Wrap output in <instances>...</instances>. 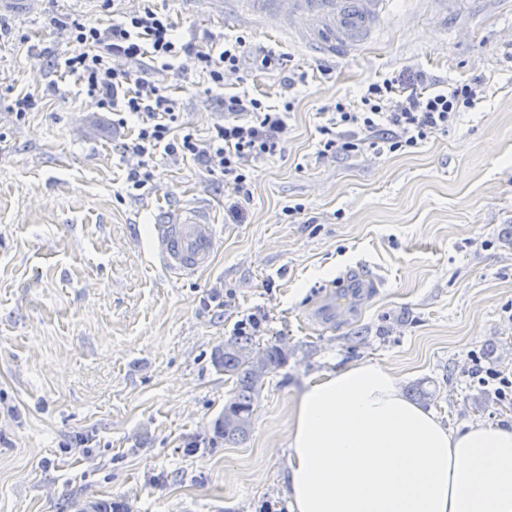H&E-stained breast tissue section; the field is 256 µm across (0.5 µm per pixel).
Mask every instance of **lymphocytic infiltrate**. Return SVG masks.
Here are the masks:
<instances>
[{"label": "lymphocytic infiltrate", "mask_w": 512, "mask_h": 512, "mask_svg": "<svg viewBox=\"0 0 512 512\" xmlns=\"http://www.w3.org/2000/svg\"><path fill=\"white\" fill-rule=\"evenodd\" d=\"M68 36L71 49L58 59V68L76 76L97 105L138 120L136 139L115 146L120 157L140 159L129 175L134 189L153 181L155 174L148 160L162 154L174 159L189 157L221 170L234 192L244 194L256 163L274 155L288 139L291 96L300 76L288 68L287 53L251 44L242 35L219 40L206 33L201 43L181 42L171 16L149 0L106 27L71 22ZM183 56L193 59L196 68L219 88L226 75L247 68L279 73L281 108H272L245 91L228 94L224 97L226 120L209 138L177 135L174 102L152 75L171 70L174 61ZM484 93L480 79L457 84L422 71L384 74L368 82L358 99L338 101L327 110L326 122L318 129L317 155L325 159L357 153L372 140L390 153L417 148L433 134L447 130L456 114L473 108Z\"/></svg>", "instance_id": "obj_1"}]
</instances>
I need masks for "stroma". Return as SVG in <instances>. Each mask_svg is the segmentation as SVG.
<instances>
[{"mask_svg":"<svg viewBox=\"0 0 512 512\" xmlns=\"http://www.w3.org/2000/svg\"><path fill=\"white\" fill-rule=\"evenodd\" d=\"M390 0L385 29L323 74L305 45L210 0H156L182 40L199 29L288 54L304 78L280 151L258 162L240 211L224 174L112 148L137 133L91 102L56 60L66 23L111 24L140 0H26L0 8V512H61L122 498L132 512H289L292 415L308 380L371 360L430 391L448 430L512 427V401L479 370L512 376V0ZM422 70L483 79L486 98L415 149L317 159L321 113L370 77ZM180 133L206 139L224 110L184 62L156 74ZM34 104L24 116L17 94ZM294 215H287V208ZM215 225L196 275L169 279L157 225ZM286 348L239 443L215 423L234 384L213 365L238 321Z\"/></svg>","mask_w":512,"mask_h":512,"instance_id":"35a3bbf8","label":"stroma"}]
</instances>
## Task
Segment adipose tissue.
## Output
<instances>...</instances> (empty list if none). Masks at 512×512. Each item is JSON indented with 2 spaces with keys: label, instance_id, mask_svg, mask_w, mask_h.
I'll use <instances>...</instances> for the list:
<instances>
[{
  "label": "adipose tissue",
  "instance_id": "ef3b65f1",
  "mask_svg": "<svg viewBox=\"0 0 512 512\" xmlns=\"http://www.w3.org/2000/svg\"><path fill=\"white\" fill-rule=\"evenodd\" d=\"M290 512H512V428L448 431L369 360L309 381L288 433Z\"/></svg>",
  "mask_w": 512,
  "mask_h": 512
}]
</instances>
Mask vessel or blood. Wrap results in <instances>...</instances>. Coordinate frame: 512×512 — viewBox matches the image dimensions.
Wrapping results in <instances>:
<instances>
[{
  "mask_svg": "<svg viewBox=\"0 0 512 512\" xmlns=\"http://www.w3.org/2000/svg\"><path fill=\"white\" fill-rule=\"evenodd\" d=\"M267 25L291 34L323 57L353 54L371 38L389 0H245ZM218 246L215 227L189 220L167 224L152 244L160 268L171 277L207 267Z\"/></svg>",
  "mask_w": 512,
  "mask_h": 512,
  "instance_id": "vessel-or-blood-1",
  "label": "vessel or blood"
}]
</instances>
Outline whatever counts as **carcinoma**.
I'll use <instances>...</instances> for the list:
<instances>
[{
    "label": "carcinoma",
    "mask_w": 512,
    "mask_h": 512,
    "mask_svg": "<svg viewBox=\"0 0 512 512\" xmlns=\"http://www.w3.org/2000/svg\"><path fill=\"white\" fill-rule=\"evenodd\" d=\"M284 359L281 348H260L250 335H235L224 343V350L214 357L215 365L237 380L234 395L224 405V414L217 424L224 439L246 437L251 429L252 406L264 380Z\"/></svg>",
    "instance_id": "1"
}]
</instances>
